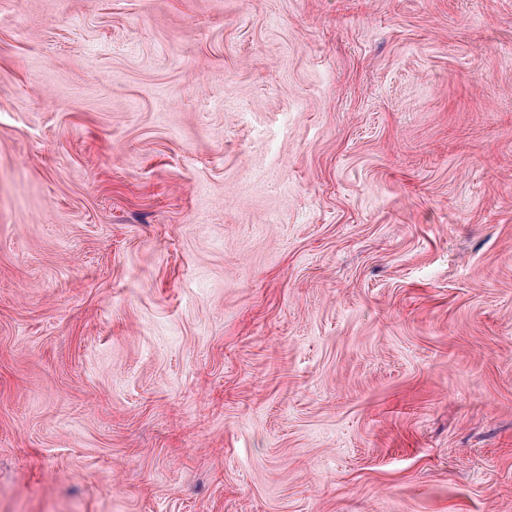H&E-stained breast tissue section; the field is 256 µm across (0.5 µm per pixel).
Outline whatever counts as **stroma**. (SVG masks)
Listing matches in <instances>:
<instances>
[{"label": "stroma", "instance_id": "obj_1", "mask_svg": "<svg viewBox=\"0 0 512 512\" xmlns=\"http://www.w3.org/2000/svg\"><path fill=\"white\" fill-rule=\"evenodd\" d=\"M0 512H512V0H0Z\"/></svg>", "mask_w": 512, "mask_h": 512}]
</instances>
